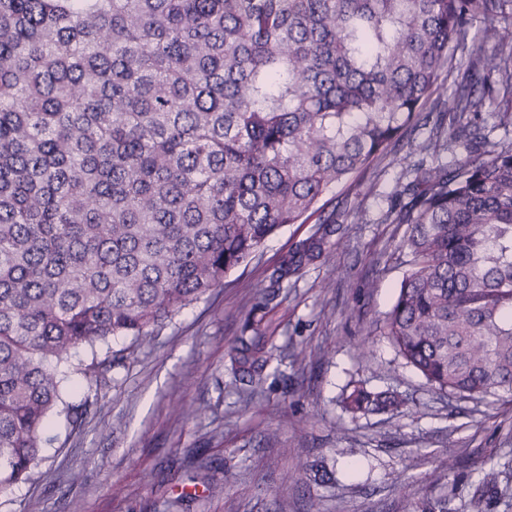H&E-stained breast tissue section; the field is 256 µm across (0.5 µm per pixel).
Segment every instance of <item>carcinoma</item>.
Returning <instances> with one entry per match:
<instances>
[{"label": "carcinoma", "instance_id": "obj_1", "mask_svg": "<svg viewBox=\"0 0 512 512\" xmlns=\"http://www.w3.org/2000/svg\"><path fill=\"white\" fill-rule=\"evenodd\" d=\"M512 0H0V493L27 481L80 346L141 343L248 265L423 110L473 21L449 112L472 77L512 99ZM387 219L405 272L386 314L396 355L432 388L512 397V142L463 128L421 151ZM343 225L296 247L290 276ZM107 348L76 371L105 383ZM267 363L240 340L249 404ZM356 418L408 406L350 381Z\"/></svg>", "mask_w": 512, "mask_h": 512}]
</instances>
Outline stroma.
I'll return each instance as SVG.
<instances>
[{
	"label": "stroma",
	"mask_w": 512,
	"mask_h": 512,
	"mask_svg": "<svg viewBox=\"0 0 512 512\" xmlns=\"http://www.w3.org/2000/svg\"><path fill=\"white\" fill-rule=\"evenodd\" d=\"M427 106L371 169L336 184L307 223L286 225L149 341L135 347L121 336L78 349L76 362L109 348L130 355L97 389L69 375L63 398L85 411L74 425L52 417L31 480L0 495V512H309L314 499L321 512H420L440 499L447 512H512V400L439 394L382 332L404 273V229L385 214L412 151L435 131L436 103ZM329 217L344 225V241L282 276L296 244ZM242 337L268 357L245 407L230 371ZM352 379L398 391L408 410L351 419L339 400ZM182 405L202 413L179 414ZM492 463L499 495L475 503ZM213 481L223 493H212ZM398 481L405 492L395 491Z\"/></svg>",
	"instance_id": "obj_1"
}]
</instances>
